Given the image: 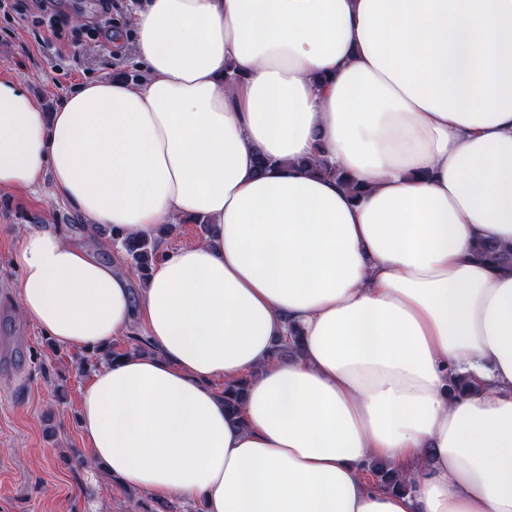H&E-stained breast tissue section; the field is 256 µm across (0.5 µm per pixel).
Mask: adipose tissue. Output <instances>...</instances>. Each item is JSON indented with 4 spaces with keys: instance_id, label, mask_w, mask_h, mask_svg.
<instances>
[{
    "instance_id": "ef3b65f1",
    "label": "adipose tissue",
    "mask_w": 512,
    "mask_h": 512,
    "mask_svg": "<svg viewBox=\"0 0 512 512\" xmlns=\"http://www.w3.org/2000/svg\"><path fill=\"white\" fill-rule=\"evenodd\" d=\"M131 2L142 82L47 112L0 80V191L50 180L125 238L211 226L136 299L112 262L18 228L20 305L55 343L147 328L151 353L82 393L93 459L204 512H512V267L474 254L512 247V0ZM318 152L349 183L302 166ZM241 378L234 422L212 383Z\"/></svg>"
}]
</instances>
